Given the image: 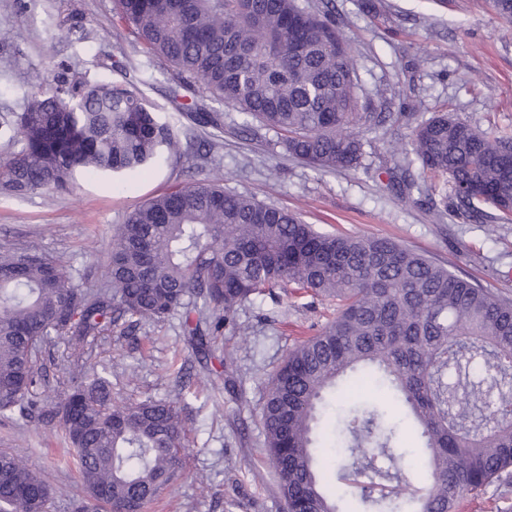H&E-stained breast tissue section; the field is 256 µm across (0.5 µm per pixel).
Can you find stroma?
Segmentation results:
<instances>
[{"mask_svg":"<svg viewBox=\"0 0 512 512\" xmlns=\"http://www.w3.org/2000/svg\"><path fill=\"white\" fill-rule=\"evenodd\" d=\"M366 1L333 4L370 111H381L377 91L385 87L393 111L416 100L428 116L448 111L485 130H512V24L486 0H374L372 11ZM117 22L114 0H0V158L18 149L10 123L34 78L51 82L61 72L109 82L153 70L145 98L186 126L169 101L167 65L148 61L129 39L109 37ZM244 120L225 110L223 128L197 129L198 153L177 165L119 180L82 173L69 194L0 195V249L64 258L86 272L89 287L104 286L112 237L128 212L171 186L206 180L299 211L321 232L393 239L512 297V224L477 217L458 204L451 184L420 178L415 164L411 190L388 189L389 127L365 130L359 168L318 174L281 155L275 133L243 134ZM335 309L290 285L252 297L236 328L214 339L215 356L233 358L221 392L184 340L179 317L134 326L124 319L91 344L90 362L107 368L116 400L176 401L188 428L183 468L146 512H284L261 454L265 387L289 349L320 332ZM0 450L23 458L54 489L47 512H75L83 486L58 431L30 417H0Z\"/></svg>","mask_w":512,"mask_h":512,"instance_id":"obj_1","label":"stroma"}]
</instances>
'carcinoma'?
Returning <instances> with one entry per match:
<instances>
[{
    "label": "carcinoma",
    "mask_w": 512,
    "mask_h": 512,
    "mask_svg": "<svg viewBox=\"0 0 512 512\" xmlns=\"http://www.w3.org/2000/svg\"><path fill=\"white\" fill-rule=\"evenodd\" d=\"M140 52L177 75L178 112L221 125L210 100L245 115L244 131L276 134L280 153L321 173L355 170L362 132L404 126L393 155L420 175L452 181L460 205L512 223V131H480L439 113L366 112L356 62L329 3L298 0H116ZM21 148L0 161V193L71 190L77 172L140 173L191 154L187 132L162 119L132 81L57 76L33 84L13 115ZM107 284L84 288L71 266L32 250L0 252V414L28 410L61 431L86 499L77 512H144L182 466L188 430L173 401L118 404L85 348L119 320L179 314L196 352L235 325L250 297L288 283L336 300V317L291 349L262 407L263 452L289 512H455L460 501L512 482V299L390 239L319 232L301 218L198 180L133 208L115 235ZM56 336L69 375L41 397L38 355ZM481 360L487 377L470 379ZM346 377L367 382L411 420L414 467L401 428L376 407L321 426L326 396ZM367 481L340 493L331 448ZM53 490L28 463L0 452V512H46Z\"/></svg>",
    "instance_id": "obj_1"
}]
</instances>
